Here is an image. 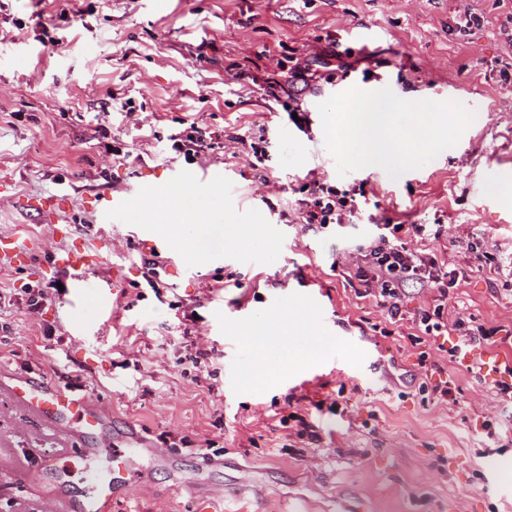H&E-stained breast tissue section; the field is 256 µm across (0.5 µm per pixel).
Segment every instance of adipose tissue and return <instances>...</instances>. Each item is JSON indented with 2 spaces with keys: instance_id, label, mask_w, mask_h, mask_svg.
Here are the masks:
<instances>
[{
  "instance_id": "adipose-tissue-1",
  "label": "adipose tissue",
  "mask_w": 512,
  "mask_h": 512,
  "mask_svg": "<svg viewBox=\"0 0 512 512\" xmlns=\"http://www.w3.org/2000/svg\"><path fill=\"white\" fill-rule=\"evenodd\" d=\"M444 112L441 105L429 111L400 112L383 94L376 93L339 105L331 113L327 128L337 137L342 150L352 153L359 162L376 166L391 159L405 161L415 157L421 147L435 138ZM401 119L406 122L407 133L397 139L390 131ZM150 212L161 235L179 240L187 237L196 215L188 190L160 194ZM309 328L308 322L296 320L287 312L281 313L274 324L261 321L248 327L245 334L260 360L257 380L270 375L268 359H275L283 368L318 359L330 344L327 337L311 333L304 351L298 350L293 342L295 332Z\"/></svg>"
}]
</instances>
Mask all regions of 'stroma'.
<instances>
[{
  "label": "stroma",
  "mask_w": 512,
  "mask_h": 512,
  "mask_svg": "<svg viewBox=\"0 0 512 512\" xmlns=\"http://www.w3.org/2000/svg\"><path fill=\"white\" fill-rule=\"evenodd\" d=\"M479 21L456 26L459 6ZM512 0H0V237L24 227L28 256L0 253V512H45L82 498L84 448L125 450L136 432L169 466L131 483L112 512H196L191 488L224 490L226 512H512V408L493 386L512 345H484L448 363V400L424 399L421 353L438 356L455 333L415 343L389 330L369 298L334 270L337 255L369 244L377 222L439 224L438 258L464 275L448 312L512 326V45L500 27ZM62 40L55 48L53 40ZM308 59L312 80L264 85L272 58ZM382 92L415 108L447 105L461 122L433 150L371 167L344 155L326 131L351 90ZM308 109L296 127L286 106ZM141 114L126 123L117 103ZM219 132L186 157L173 140L186 119ZM265 126L266 153L250 167L231 134ZM132 153L112 160L113 147ZM209 167L225 195L195 192L202 219L182 248L144 211L100 223L103 195L170 188V175ZM353 201L343 223L314 231L298 218L309 170ZM255 227L238 244L228 227ZM487 241L498 270L471 267L459 232ZM75 247L108 252L112 292L69 304L66 270L46 257ZM160 255L156 287L143 261ZM223 291L209 293L214 284ZM49 288L39 312L27 289ZM310 314L331 347L313 363L246 384L258 358L242 336L258 317ZM208 353L201 368L190 346ZM481 362V374L469 372ZM96 405L106 430L79 414L70 429L30 416L14 377L59 383ZM218 459L215 467L204 458ZM56 473L44 476L45 460Z\"/></svg>",
  "instance_id": "35a3bbf8"
}]
</instances>
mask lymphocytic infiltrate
<instances>
[{"mask_svg":"<svg viewBox=\"0 0 512 512\" xmlns=\"http://www.w3.org/2000/svg\"><path fill=\"white\" fill-rule=\"evenodd\" d=\"M350 211L345 197L337 195L320 179L309 180L308 195L301 199L299 207L306 228L341 223ZM336 264L357 281V295L373 298L390 324L410 323L413 329L428 337L454 331L455 348L459 351L496 341L500 336L512 340L511 328L502 331L487 327L471 317L449 318L448 294L457 286L461 271L425 249L382 239L342 254ZM411 285L431 291L432 297L426 305L409 313L404 310L402 299Z\"/></svg>","mask_w":512,"mask_h":512,"instance_id":"obj_1","label":"lymphocytic infiltrate"}]
</instances>
